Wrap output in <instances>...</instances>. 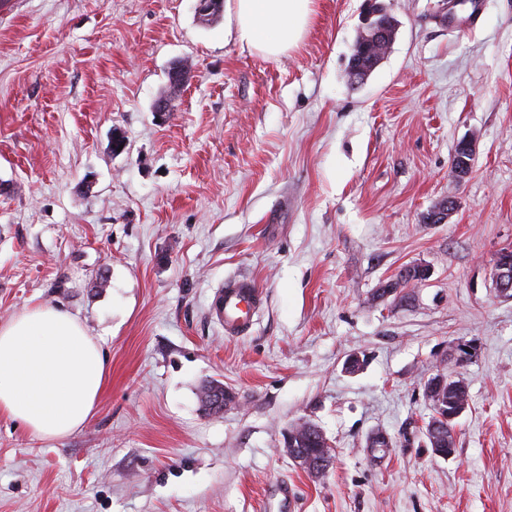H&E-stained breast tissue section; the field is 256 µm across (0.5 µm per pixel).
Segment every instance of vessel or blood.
Wrapping results in <instances>:
<instances>
[{
	"mask_svg": "<svg viewBox=\"0 0 512 512\" xmlns=\"http://www.w3.org/2000/svg\"><path fill=\"white\" fill-rule=\"evenodd\" d=\"M264 300L263 290L254 282L228 281L215 293L211 313L223 326L225 333L241 334L252 326Z\"/></svg>",
	"mask_w": 512,
	"mask_h": 512,
	"instance_id": "obj_1",
	"label": "vessel or blood"
}]
</instances>
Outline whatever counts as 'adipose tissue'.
<instances>
[{
	"instance_id": "1",
	"label": "adipose tissue",
	"mask_w": 512,
	"mask_h": 512,
	"mask_svg": "<svg viewBox=\"0 0 512 512\" xmlns=\"http://www.w3.org/2000/svg\"><path fill=\"white\" fill-rule=\"evenodd\" d=\"M241 46L267 57L296 47L316 0H226ZM109 365L81 320L39 304L0 324V416L53 441L81 429L102 395Z\"/></svg>"
}]
</instances>
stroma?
Returning a JSON list of instances; mask_svg holds the SVG:
<instances>
[{"label": "stroma", "mask_w": 512, "mask_h": 512, "mask_svg": "<svg viewBox=\"0 0 512 512\" xmlns=\"http://www.w3.org/2000/svg\"><path fill=\"white\" fill-rule=\"evenodd\" d=\"M381 3L398 30L359 85L365 0H317L275 58L196 0L0 15V323L63 308L110 367L71 436L0 417V512H266L283 484L296 512H512V301L492 289L512 247V0L461 29L446 0ZM179 61L189 78L157 115ZM448 197L447 223H424ZM416 264L425 282L379 297ZM234 278L265 293L240 336L210 314ZM439 372L468 389L448 458L424 435ZM212 380L236 396L217 414ZM302 419L334 448L318 479L280 452ZM378 430L392 447L375 458ZM475 147L471 140H463L457 144L456 160L452 168L456 177L465 178L471 171Z\"/></svg>", "instance_id": "obj_1"}]
</instances>
